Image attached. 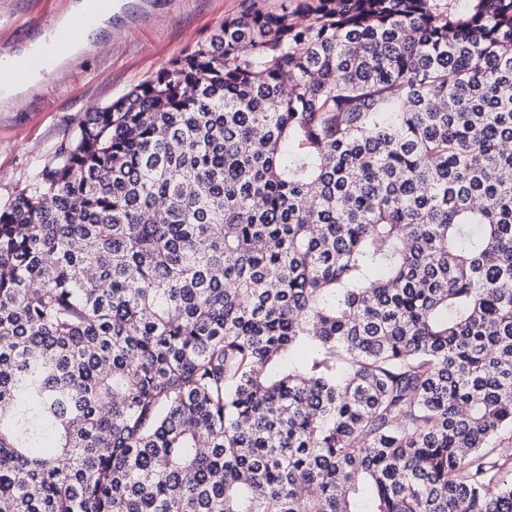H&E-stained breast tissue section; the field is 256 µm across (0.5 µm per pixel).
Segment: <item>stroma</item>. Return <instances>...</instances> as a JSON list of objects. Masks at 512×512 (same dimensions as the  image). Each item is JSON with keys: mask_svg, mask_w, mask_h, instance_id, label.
<instances>
[{"mask_svg": "<svg viewBox=\"0 0 512 512\" xmlns=\"http://www.w3.org/2000/svg\"><path fill=\"white\" fill-rule=\"evenodd\" d=\"M74 0H0V45L27 46ZM97 39L28 92L23 108L0 100V207L76 130L85 113L103 108L154 77L169 61L241 13L246 0H123ZM110 40L107 52L96 40Z\"/></svg>", "mask_w": 512, "mask_h": 512, "instance_id": "stroma-1", "label": "stroma"}]
</instances>
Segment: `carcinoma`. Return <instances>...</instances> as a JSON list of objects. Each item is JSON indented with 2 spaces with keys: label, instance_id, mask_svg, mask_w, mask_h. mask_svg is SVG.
Returning a JSON list of instances; mask_svg holds the SVG:
<instances>
[{
  "label": "carcinoma",
  "instance_id": "carcinoma-1",
  "mask_svg": "<svg viewBox=\"0 0 512 512\" xmlns=\"http://www.w3.org/2000/svg\"><path fill=\"white\" fill-rule=\"evenodd\" d=\"M0 512H512V0H251L0 207Z\"/></svg>",
  "mask_w": 512,
  "mask_h": 512
}]
</instances>
